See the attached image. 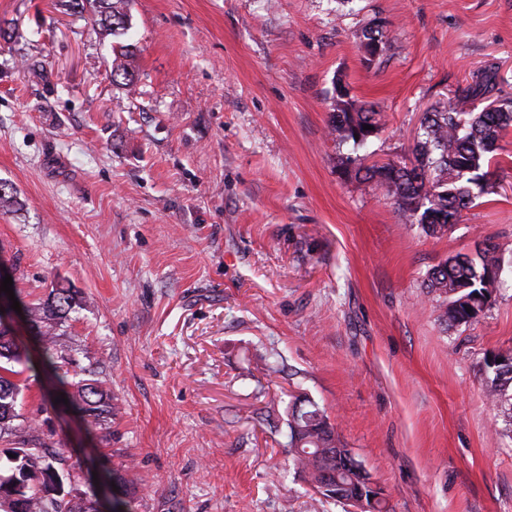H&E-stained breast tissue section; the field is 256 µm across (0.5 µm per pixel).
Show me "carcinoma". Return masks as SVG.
Segmentation results:
<instances>
[{
    "mask_svg": "<svg viewBox=\"0 0 512 512\" xmlns=\"http://www.w3.org/2000/svg\"><path fill=\"white\" fill-rule=\"evenodd\" d=\"M94 16V24L100 33L118 37L131 25L132 0H80ZM360 41L365 49L374 45L386 49L384 25L364 29ZM112 76L123 77L122 85L132 92L136 75L131 58L134 51L129 45L112 47ZM497 71L490 68L477 80L459 90L454 98L441 108L424 113L422 133L415 146L416 164L408 169L380 176L378 167L365 168L366 176L377 184L397 204L398 211L407 221L421 225L430 236L448 231L449 217L461 214L479 197L491 193L485 167L491 163L489 154L495 151L500 133L512 126V101L490 102L481 111L472 110L474 101L488 99L497 86ZM330 128L342 142L353 141L361 133L360 142L369 139L370 125L378 130L376 112L357 103L350 92L335 87L332 97ZM504 262L496 245L487 242L480 253L471 257L460 254L448 258L433 267L426 287L446 296L444 320L451 326L469 325L484 313L489 299L498 286ZM74 296L68 290H60L47 307L31 310V328L43 343L45 350L54 344L55 328L72 307ZM493 373L487 385V396L493 405L512 420V363L487 365ZM18 371L0 365V431L15 417L20 386L11 379ZM78 400L75 409L98 420L112 415V395L96 381L77 383ZM289 447L298 473L304 475L326 499L344 505L355 497L361 484V474L336 468V449L344 444L327 423L326 415L315 404L310 409L291 411L289 419ZM61 453L54 448L32 450L26 457L10 467L8 473H0V512H12L8 501L17 493L15 473L25 470L34 478L55 469ZM94 489L85 491V497L66 500H49L30 480L23 492L25 512H91L89 503Z\"/></svg>",
    "mask_w": 512,
    "mask_h": 512,
    "instance_id": "1",
    "label": "carcinoma"
}]
</instances>
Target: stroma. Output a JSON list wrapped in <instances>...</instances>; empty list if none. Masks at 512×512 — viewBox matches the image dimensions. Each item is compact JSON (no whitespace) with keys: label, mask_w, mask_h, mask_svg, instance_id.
Returning <instances> with one entry per match:
<instances>
[{"label":"stroma","mask_w":512,"mask_h":512,"mask_svg":"<svg viewBox=\"0 0 512 512\" xmlns=\"http://www.w3.org/2000/svg\"><path fill=\"white\" fill-rule=\"evenodd\" d=\"M131 24L105 38L73 0H0V260L26 306L70 290L56 362L115 405L95 423L59 403L18 314L0 459L117 471L125 512H344L293 466L288 408L309 400L383 512H512V420L486 397L487 359L512 355V127L493 193L439 238L343 166L329 127L338 79L380 111L363 155L385 162L484 69L512 101V0H135ZM486 240L501 284L448 325L427 274ZM131 46L118 45L112 47L114 54V59L112 60V80H115V76L121 75L124 80L122 85L129 93L133 91L136 85L134 66L131 63L134 51L131 49Z\"/></svg>","instance_id":"35a3bbf8"}]
</instances>
